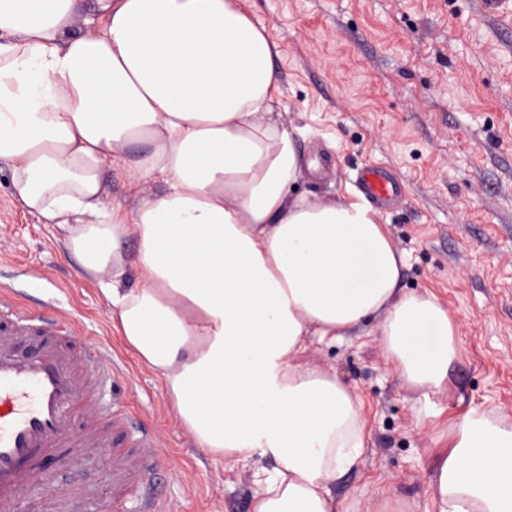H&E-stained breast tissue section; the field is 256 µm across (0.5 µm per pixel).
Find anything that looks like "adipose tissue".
<instances>
[{
	"label": "adipose tissue",
	"mask_w": 512,
	"mask_h": 512,
	"mask_svg": "<svg viewBox=\"0 0 512 512\" xmlns=\"http://www.w3.org/2000/svg\"><path fill=\"white\" fill-rule=\"evenodd\" d=\"M84 11L85 0H0V161L14 197L67 231L198 447L269 459L252 512H342L336 483L366 448L362 401L305 361L308 337L380 318L402 381L439 391L457 356L451 316L400 288L406 258L371 206L295 192L303 160L281 121L280 51L241 0ZM140 139L152 151L128 162ZM109 167L166 191L112 205ZM451 439L429 512H512V422L474 411Z\"/></svg>",
	"instance_id": "1"
}]
</instances>
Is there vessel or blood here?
<instances>
[{
	"label": "vessel or blood",
	"mask_w": 512,
	"mask_h": 512,
	"mask_svg": "<svg viewBox=\"0 0 512 512\" xmlns=\"http://www.w3.org/2000/svg\"><path fill=\"white\" fill-rule=\"evenodd\" d=\"M357 184L382 206L396 202L403 188L378 164L363 167ZM116 373L72 320L51 308L34 312L11 287H0V512H15L25 495L50 489L54 512H70L77 492L56 489L45 461L81 448L112 455V500L98 512H161L154 497L156 433L101 398Z\"/></svg>",
	"instance_id": "b4317fda"
}]
</instances>
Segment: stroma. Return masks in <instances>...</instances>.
Wrapping results in <instances>:
<instances>
[{"mask_svg":"<svg viewBox=\"0 0 512 512\" xmlns=\"http://www.w3.org/2000/svg\"><path fill=\"white\" fill-rule=\"evenodd\" d=\"M281 52V120L297 128V189L362 200L357 169L380 163L405 181L379 210L407 257L402 286L431 293L455 322L448 386L422 395L389 362L371 320L306 359L335 373L363 402V465L336 485L344 512H379L397 494L425 512L449 429L472 409L512 422V0H245ZM13 198L0 161V283L36 307L52 304L99 344L123 378L104 400L128 405L161 441L163 512H251L256 457L214 462L179 423L159 373L144 367L112 324V307L66 246ZM111 461L92 451L59 469L84 486L93 512L110 492Z\"/></svg>","mask_w":512,"mask_h":512,"instance_id":"obj_1","label":"stroma"}]
</instances>
